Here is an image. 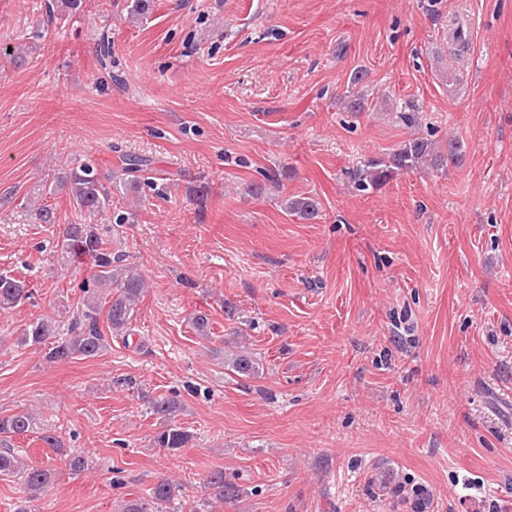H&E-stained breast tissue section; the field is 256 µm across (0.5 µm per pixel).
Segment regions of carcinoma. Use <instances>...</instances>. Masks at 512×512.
Returning <instances> with one entry per match:
<instances>
[{
  "instance_id": "carcinoma-1",
  "label": "carcinoma",
  "mask_w": 512,
  "mask_h": 512,
  "mask_svg": "<svg viewBox=\"0 0 512 512\" xmlns=\"http://www.w3.org/2000/svg\"><path fill=\"white\" fill-rule=\"evenodd\" d=\"M431 152V143L424 138H415L403 145L386 159H373L352 171L351 177L361 190L377 189L399 171L419 165ZM148 166V160L135 157L126 162L121 170L101 177L97 167L84 162L72 168L64 176H48L40 185L41 197L51 196L67 190L77 209L86 214H96L112 205V180L137 189L140 185L137 173ZM286 209L298 217L310 221L319 216L320 203L312 196H297L285 202ZM61 256L73 261L80 256L93 258L96 273L92 285L83 288L80 314L74 318L65 336H59L56 328L43 319L34 321L18 338L20 346H48L47 358L51 361L90 359L101 356L110 346L109 336H121L127 331L136 312L139 296L144 287L137 270L122 263L119 256L112 255L92 224H69L65 227L60 244ZM32 295L25 281L0 275V310L13 308ZM105 314L108 331L100 326V314ZM257 362L245 354L231 359V366L243 375L256 372ZM180 407L173 398L150 401V413L163 424L155 438L160 448L170 451L186 445L189 434L174 424ZM33 417L22 410L9 415H0V477L16 478L22 482L28 499H38L39 493L52 478V469L29 467L11 448L10 439L29 431ZM208 484L221 501H234L240 496L238 484L224 479V471L216 470L208 477ZM173 494L172 484L158 481L151 489L150 500L131 501L124 512H161L162 505Z\"/></svg>"
}]
</instances>
